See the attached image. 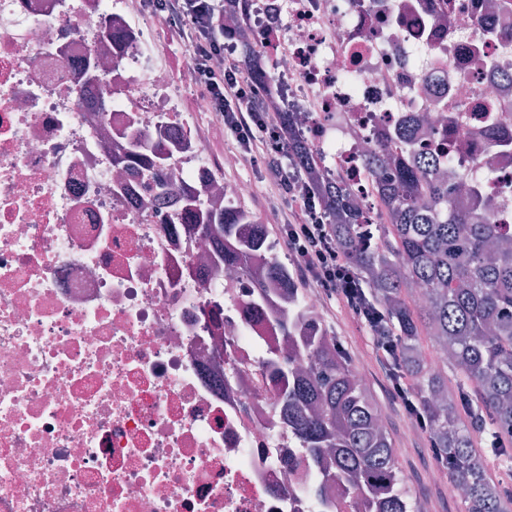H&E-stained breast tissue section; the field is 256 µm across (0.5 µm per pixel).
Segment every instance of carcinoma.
Wrapping results in <instances>:
<instances>
[{
  "label": "carcinoma",
  "instance_id": "obj_1",
  "mask_svg": "<svg viewBox=\"0 0 512 512\" xmlns=\"http://www.w3.org/2000/svg\"><path fill=\"white\" fill-rule=\"evenodd\" d=\"M124 149L117 161L134 162L152 175L164 156L148 149L136 128L121 133ZM314 155L303 141L288 135V165L301 178L311 174ZM435 163L397 165L394 180L381 186L385 222L362 234L358 206L336 182L315 186V201L336 231L367 304L383 318L380 328L396 345L394 368L412 379L407 398L427 423L436 456L448 478L465 489L466 512H504L502 491L492 483L484 455L512 466V233L477 213L450 205L448 185L434 173ZM181 218L218 238L224 258L243 266L265 254L268 231L262 224H242L239 204L224 212L206 208L194 194L181 201ZM272 278L293 290V304L274 310L283 330L289 322L313 319L319 330L299 338L295 358L316 360L307 376L293 368L294 358L271 350L267 361L279 390L283 416L294 429L305 457L320 470L322 482L343 490L341 512L360 505L365 512H413L395 465L393 444L341 343L329 335L320 317L299 296L294 274L276 258L267 260ZM424 290L416 303L414 287ZM447 350L442 368L457 379L448 398L441 371L425 368L422 335ZM480 436L484 452L475 445Z\"/></svg>",
  "mask_w": 512,
  "mask_h": 512
}]
</instances>
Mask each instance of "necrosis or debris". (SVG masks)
Returning <instances> with one entry per match:
<instances>
[{"instance_id":"1","label":"necrosis or debris","mask_w":512,"mask_h":512,"mask_svg":"<svg viewBox=\"0 0 512 512\" xmlns=\"http://www.w3.org/2000/svg\"><path fill=\"white\" fill-rule=\"evenodd\" d=\"M147 13L0 0V512H326L343 492L266 373L304 327L253 311L258 287L290 291L176 221L184 192L220 212L252 187L189 135ZM224 29L225 54L272 62L268 111L369 217L376 149L449 160L475 189L458 204L512 225V0H238ZM103 58L108 88L81 66ZM130 125L163 148L166 199L114 161Z\"/></svg>"}]
</instances>
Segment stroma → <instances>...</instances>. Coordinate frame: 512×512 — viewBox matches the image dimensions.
I'll list each match as a JSON object with an SVG mask.
<instances>
[{
    "label": "stroma",
    "mask_w": 512,
    "mask_h": 512,
    "mask_svg": "<svg viewBox=\"0 0 512 512\" xmlns=\"http://www.w3.org/2000/svg\"><path fill=\"white\" fill-rule=\"evenodd\" d=\"M152 35L156 47L165 55L172 78L185 89L182 108L189 113L202 139L210 164L221 168L225 153L237 151L238 146L230 137L221 136L211 127L206 113L195 111L196 92L188 76L191 63L188 47L171 37L163 22L153 23ZM228 178L251 183L253 193L246 205L254 214L259 215L267 208L284 204L283 199L276 195L270 173L263 165L241 163L229 173ZM320 315L330 333L342 340L353 363L362 364L364 368L363 384L386 424L394 447L404 451L403 456L397 458L396 466L416 512H465L464 501H448L432 481L431 474L438 470L439 465L431 451L430 436L426 430L414 426L412 417L393 396L385 371L376 359L371 335L337 300L323 302Z\"/></svg>",
    "instance_id": "35a3bbf8"
}]
</instances>
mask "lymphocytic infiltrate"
Returning a JSON list of instances; mask_svg holds the SVG:
<instances>
[{
	"label": "lymphocytic infiltrate",
	"mask_w": 512,
	"mask_h": 512,
	"mask_svg": "<svg viewBox=\"0 0 512 512\" xmlns=\"http://www.w3.org/2000/svg\"><path fill=\"white\" fill-rule=\"evenodd\" d=\"M186 0H159L168 30L191 51L189 76L201 95L224 112V131L238 144L243 160L264 162L273 184L288 196V210L280 216V238L304 280L320 294L337 298L364 326L371 327L362 302L354 292L352 270L330 228L318 216L312 199L298 189L299 176L288 168L286 147L278 138V119L256 108L259 94L236 57L224 54L221 43L209 40L210 26L201 13L185 7ZM225 56L224 66L213 60Z\"/></svg>",
	"instance_id": "1"
}]
</instances>
